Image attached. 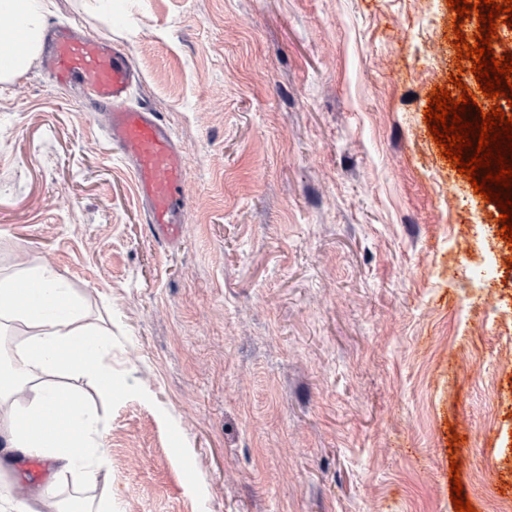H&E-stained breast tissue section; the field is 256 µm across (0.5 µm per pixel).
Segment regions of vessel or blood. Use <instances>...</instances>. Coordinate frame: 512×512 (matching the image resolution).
I'll return each mask as SVG.
<instances>
[{"instance_id":"1","label":"vessel or blood","mask_w":512,"mask_h":512,"mask_svg":"<svg viewBox=\"0 0 512 512\" xmlns=\"http://www.w3.org/2000/svg\"><path fill=\"white\" fill-rule=\"evenodd\" d=\"M43 68L57 82L82 86L86 99L103 112L105 131L118 146L137 182L147 224L167 242L182 233L185 175L174 137L157 113L128 104L135 77L117 45L90 34L55 29Z\"/></svg>"}]
</instances>
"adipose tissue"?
<instances>
[{
	"label": "adipose tissue",
	"instance_id": "adipose-tissue-1",
	"mask_svg": "<svg viewBox=\"0 0 512 512\" xmlns=\"http://www.w3.org/2000/svg\"><path fill=\"white\" fill-rule=\"evenodd\" d=\"M50 6L51 0H0V44L16 47L13 63L0 67L1 82L28 69L41 53ZM16 328L23 331L22 346L0 365V459L35 455L55 473L97 486L105 461L100 419L54 378L77 374L111 396V341L85 323L81 304L47 265L0 276V330ZM34 416L40 419L35 426ZM56 503L47 485L0 490V512H56Z\"/></svg>",
	"mask_w": 512,
	"mask_h": 512
}]
</instances>
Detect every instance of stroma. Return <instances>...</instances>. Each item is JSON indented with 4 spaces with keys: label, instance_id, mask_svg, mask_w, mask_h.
<instances>
[{
    "label": "stroma",
    "instance_id": "35a3bbf8",
    "mask_svg": "<svg viewBox=\"0 0 512 512\" xmlns=\"http://www.w3.org/2000/svg\"><path fill=\"white\" fill-rule=\"evenodd\" d=\"M446 0H54L116 44L185 170L160 241L103 120L0 82V270L47 264L112 336V512L512 502V244L443 157Z\"/></svg>",
    "mask_w": 512,
    "mask_h": 512
}]
</instances>
